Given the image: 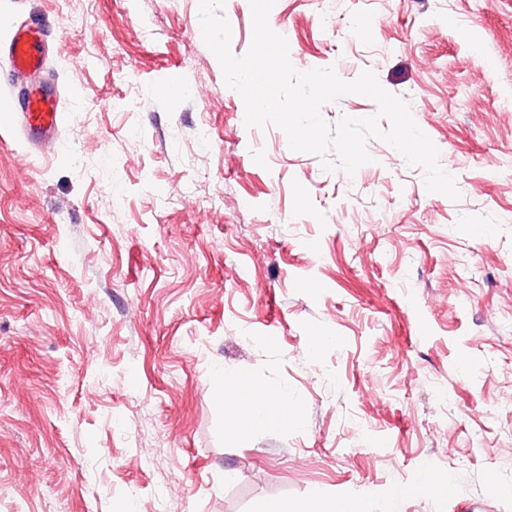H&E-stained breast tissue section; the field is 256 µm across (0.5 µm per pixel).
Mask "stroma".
Listing matches in <instances>:
<instances>
[{"instance_id":"35a3bbf8","label":"stroma","mask_w":512,"mask_h":512,"mask_svg":"<svg viewBox=\"0 0 512 512\" xmlns=\"http://www.w3.org/2000/svg\"><path fill=\"white\" fill-rule=\"evenodd\" d=\"M325 2L269 13L293 67L372 71L459 199L246 127L198 0H0L64 114L50 156L0 120V512H512V0H344L330 35ZM219 369L296 419L232 431ZM366 512L369 511L362 503H356L348 509H341L336 507V504L323 503L320 500H315L308 503H303L295 506L294 509L288 510V505L276 512Z\"/></svg>"}]
</instances>
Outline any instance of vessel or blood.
<instances>
[{
    "mask_svg": "<svg viewBox=\"0 0 512 512\" xmlns=\"http://www.w3.org/2000/svg\"><path fill=\"white\" fill-rule=\"evenodd\" d=\"M0 52L7 58L11 82L24 85L25 94L12 106L11 124L20 130L29 146L38 152L56 151L63 114L57 93L48 89L44 68L46 45L24 22L9 30Z\"/></svg>",
    "mask_w": 512,
    "mask_h": 512,
    "instance_id": "obj_1",
    "label": "vessel or blood"
}]
</instances>
